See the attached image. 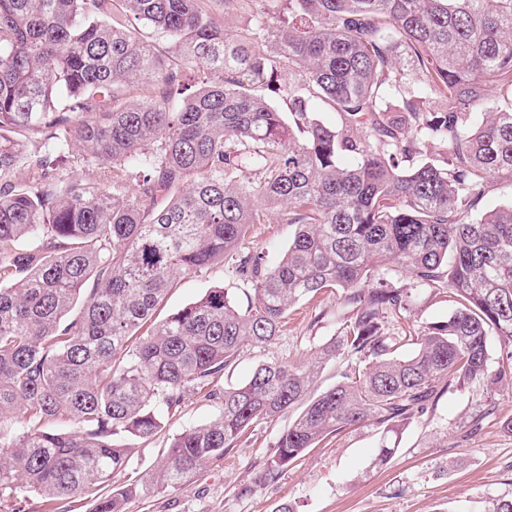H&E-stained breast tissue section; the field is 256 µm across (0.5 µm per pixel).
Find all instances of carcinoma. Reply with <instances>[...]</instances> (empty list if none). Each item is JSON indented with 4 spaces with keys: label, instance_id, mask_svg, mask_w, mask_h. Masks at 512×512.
I'll return each instance as SVG.
<instances>
[{
    "label": "carcinoma",
    "instance_id": "1",
    "mask_svg": "<svg viewBox=\"0 0 512 512\" xmlns=\"http://www.w3.org/2000/svg\"><path fill=\"white\" fill-rule=\"evenodd\" d=\"M251 1L246 32L225 31ZM488 83L512 99V0H0V489L51 505L109 487L94 512H126L292 410L265 484L329 435L392 432L461 382L511 394L512 203L478 208L512 173V109ZM424 140L442 153L420 158ZM265 206L296 226L274 264L245 246ZM226 257L246 306L210 288L160 317L181 275ZM427 287L453 313L386 332ZM329 289L349 315L310 361L258 365L112 485L164 429L157 405L216 395L245 344L273 342ZM330 362L345 368L320 390Z\"/></svg>",
    "mask_w": 512,
    "mask_h": 512
}]
</instances>
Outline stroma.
Listing matches in <instances>:
<instances>
[{
    "label": "stroma",
    "mask_w": 512,
    "mask_h": 512,
    "mask_svg": "<svg viewBox=\"0 0 512 512\" xmlns=\"http://www.w3.org/2000/svg\"><path fill=\"white\" fill-rule=\"evenodd\" d=\"M294 231L281 213L270 212L266 223L255 226L250 247L274 262ZM215 287L232 289L238 302L246 300L243 284L224 261L180 277L165 309L177 310ZM338 300L328 292L298 303L276 341L245 345L219 387L241 384L265 361L305 362L315 347L336 335ZM216 413L215 401L187 392L180 412L141 444L131 468H152L172 435L206 424ZM510 417L512 396L487 392L475 382L457 385L391 433L397 452L387 464L376 461L382 440L377 428H349L308 449L274 483L258 485L270 449L291 420L285 414L257 422L246 440L183 485L157 497L130 499L127 512H276L281 505L292 512H490L495 500L512 498V434L502 426ZM94 504L91 493L58 500L51 507L41 493L0 490V512H92Z\"/></svg>",
    "instance_id": "1"
}]
</instances>
